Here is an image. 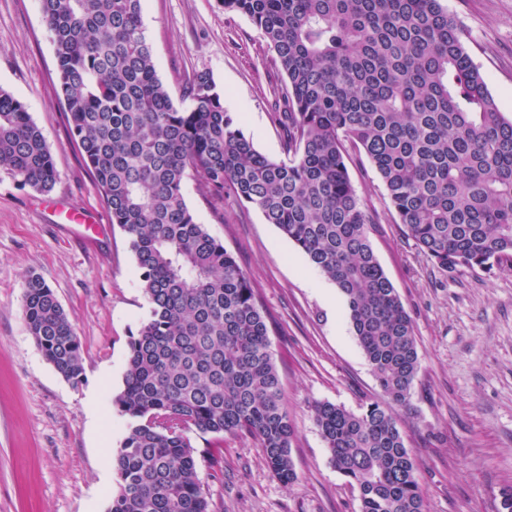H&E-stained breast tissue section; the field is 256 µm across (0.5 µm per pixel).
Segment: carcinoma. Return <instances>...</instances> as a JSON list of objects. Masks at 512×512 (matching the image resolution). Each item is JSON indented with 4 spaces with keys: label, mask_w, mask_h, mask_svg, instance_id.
<instances>
[{
    "label": "carcinoma",
    "mask_w": 512,
    "mask_h": 512,
    "mask_svg": "<svg viewBox=\"0 0 512 512\" xmlns=\"http://www.w3.org/2000/svg\"><path fill=\"white\" fill-rule=\"evenodd\" d=\"M246 15L286 77L284 157L258 152L196 71L174 103L159 77L141 0H41L58 94L112 223L126 234L150 314L129 336L127 419L107 512H210L190 434L252 437L272 473L297 479L293 430L250 277L197 223L183 185L256 208L342 294L386 403L312 405L360 512H425L416 462L393 409L410 403L414 324L378 262L348 162L362 152L406 234L444 270L512 262V118L442 0H221ZM0 169L22 186L59 178L26 105L0 88ZM23 319L65 380L81 341L54 291L24 281Z\"/></svg>",
    "instance_id": "obj_1"
}]
</instances>
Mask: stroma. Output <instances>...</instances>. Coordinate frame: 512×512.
<instances>
[{"mask_svg": "<svg viewBox=\"0 0 512 512\" xmlns=\"http://www.w3.org/2000/svg\"><path fill=\"white\" fill-rule=\"evenodd\" d=\"M443 4L512 118V0ZM141 16L172 99L188 74L209 71L255 148L282 158L273 115L285 76L249 18L219 0H141ZM0 88L26 105L60 174L43 193L0 172V512H106L112 454L126 431L112 399L149 304L129 240L71 135L40 0H0ZM349 173L376 219L374 253L415 325L420 369L409 405L394 416L418 464L425 510L501 512V491L512 486V270H442L403 233L367 158L353 157ZM183 193L253 283L295 430L290 485L252 438L192 435L212 512H359V492L332 464L311 411L330 402L357 412L380 397L344 298L255 208L203 198L193 179ZM87 214L102 225L91 241L75 223ZM29 273L52 288L80 338L79 385L57 374L26 328Z\"/></svg>", "mask_w": 512, "mask_h": 512, "instance_id": "35a3bbf8", "label": "stroma"}]
</instances>
